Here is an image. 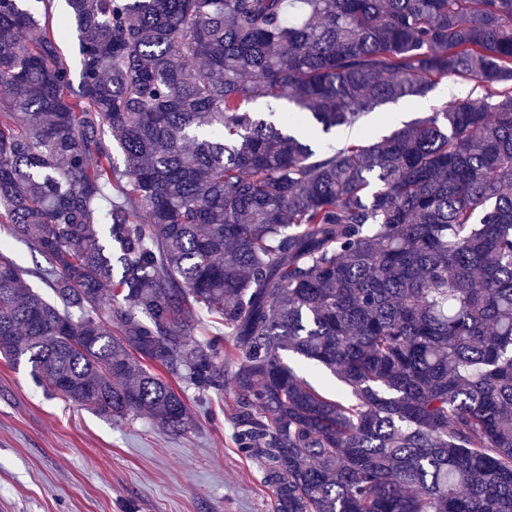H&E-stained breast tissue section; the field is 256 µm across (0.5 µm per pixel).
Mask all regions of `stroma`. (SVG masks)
I'll return each instance as SVG.
<instances>
[{"instance_id": "obj_1", "label": "stroma", "mask_w": 512, "mask_h": 512, "mask_svg": "<svg viewBox=\"0 0 512 512\" xmlns=\"http://www.w3.org/2000/svg\"><path fill=\"white\" fill-rule=\"evenodd\" d=\"M484 94L476 81L445 78L416 106L386 104L320 144L378 138L452 99ZM176 386L192 417L180 433L48 396L26 366L0 358V512H272V489L234 444L232 381L204 402L192 385Z\"/></svg>"}]
</instances>
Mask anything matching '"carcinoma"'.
Segmentation results:
<instances>
[{"label":"carcinoma","mask_w":512,"mask_h":512,"mask_svg":"<svg viewBox=\"0 0 512 512\" xmlns=\"http://www.w3.org/2000/svg\"><path fill=\"white\" fill-rule=\"evenodd\" d=\"M54 2L0 0V228L45 262L0 243V357L173 432L140 360L231 372L273 512H512V0ZM446 77L485 98L304 135ZM199 311L230 339L188 343Z\"/></svg>","instance_id":"cac0c4a2"}]
</instances>
